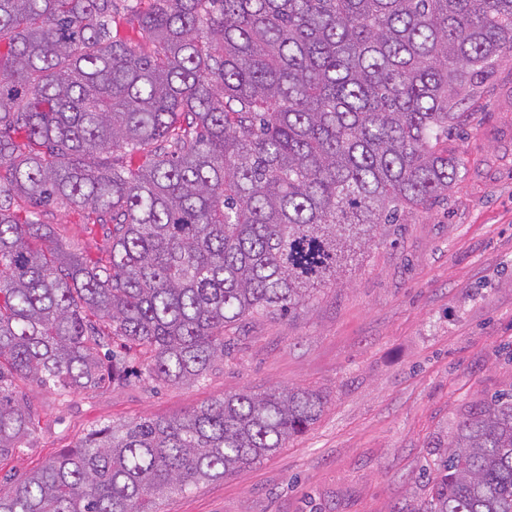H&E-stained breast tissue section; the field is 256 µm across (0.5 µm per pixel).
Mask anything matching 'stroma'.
<instances>
[{
	"label": "stroma",
	"mask_w": 512,
	"mask_h": 512,
	"mask_svg": "<svg viewBox=\"0 0 512 512\" xmlns=\"http://www.w3.org/2000/svg\"><path fill=\"white\" fill-rule=\"evenodd\" d=\"M448 138L465 166L447 200L382 229L295 317L238 329L196 383L131 380L60 398L29 384L38 423L0 460L22 478L94 426L172 417L228 392L293 387L327 403L261 463L164 497L160 512H416L463 413L512 384V54L476 81ZM59 239L99 256L107 229L51 209Z\"/></svg>",
	"instance_id": "obj_1"
}]
</instances>
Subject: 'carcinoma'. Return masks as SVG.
Returning a JSON list of instances; mask_svg holds the SVG:
<instances>
[{"label": "carcinoma", "mask_w": 512, "mask_h": 512, "mask_svg": "<svg viewBox=\"0 0 512 512\" xmlns=\"http://www.w3.org/2000/svg\"><path fill=\"white\" fill-rule=\"evenodd\" d=\"M115 10L0 0V458L35 429L22 385L116 387L136 359L195 381L231 328L294 316L374 233L448 196L455 109L512 53V0ZM50 205L112 225L106 256L60 243ZM323 404L274 387L106 424L0 487V512H158L287 447ZM439 471L418 512H512V387L462 415Z\"/></svg>", "instance_id": "obj_1"}]
</instances>
